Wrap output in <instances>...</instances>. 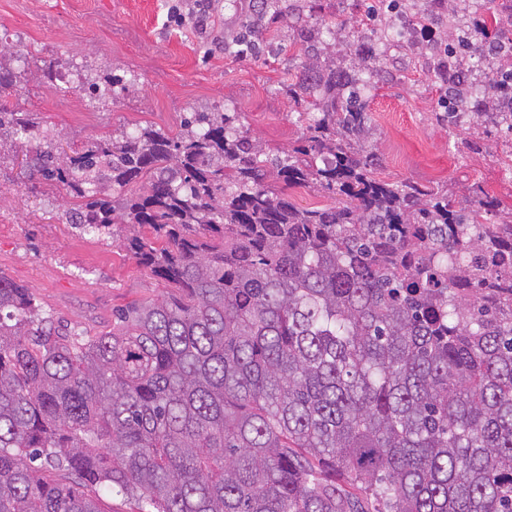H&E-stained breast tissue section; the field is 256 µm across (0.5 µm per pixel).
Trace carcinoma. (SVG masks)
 <instances>
[{
    "label": "carcinoma",
    "instance_id": "cac0c4a2",
    "mask_svg": "<svg viewBox=\"0 0 512 512\" xmlns=\"http://www.w3.org/2000/svg\"><path fill=\"white\" fill-rule=\"evenodd\" d=\"M354 53L357 70L294 74L308 124L286 154L238 112L68 154L0 64V138L28 176L80 233L134 229L125 249L179 291L87 336L0 275V512H101L87 486L142 512H512V224L483 223L482 194L374 176L357 143L381 71ZM435 75L437 120L480 108L453 61ZM485 82H512V54ZM298 186L336 205L299 209Z\"/></svg>",
    "mask_w": 512,
    "mask_h": 512
}]
</instances>
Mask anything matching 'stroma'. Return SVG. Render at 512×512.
<instances>
[{
	"mask_svg": "<svg viewBox=\"0 0 512 512\" xmlns=\"http://www.w3.org/2000/svg\"><path fill=\"white\" fill-rule=\"evenodd\" d=\"M374 0H268L277 20L262 47L242 52L239 40L254 19L238 0H212L206 28L172 21L173 0H0V46L11 47L7 65L19 69L18 102L40 113L65 149L89 140L152 124L168 134L180 130L185 113L224 107L260 146L291 150L303 122L285 87L311 58L291 43L300 30L335 27L317 61L349 66L350 46L373 38L368 12ZM412 12L432 18L434 41L453 45L475 9L473 0H403ZM429 41L414 37L382 46V83L371 92L369 129L360 145L377 153V177L413 181L455 201L483 191L496 200L487 221H512V134L494 125V94L485 74L487 53L466 56L463 70L483 103L482 116L461 126L437 121L441 92L433 76ZM62 63L71 76L48 87L47 65ZM131 72L137 83L117 101L99 102L80 90L102 73ZM19 145L0 143V275L29 288L56 323L93 336L111 328L132 305L171 296L173 288L121 248L129 236L117 224L101 240L63 223V193L24 178L12 156Z\"/></svg>",
	"mask_w": 512,
	"mask_h": 512,
	"instance_id": "stroma-1",
	"label": "stroma"
}]
</instances>
